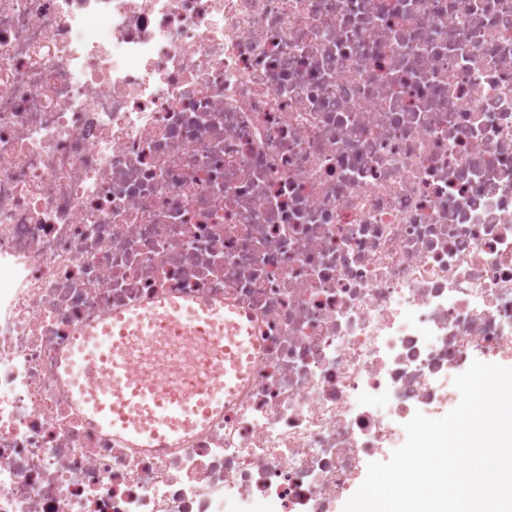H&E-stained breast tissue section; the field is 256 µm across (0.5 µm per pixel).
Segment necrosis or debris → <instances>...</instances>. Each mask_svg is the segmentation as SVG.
I'll use <instances>...</instances> for the list:
<instances>
[{
	"label": "necrosis or debris",
	"mask_w": 512,
	"mask_h": 512,
	"mask_svg": "<svg viewBox=\"0 0 512 512\" xmlns=\"http://www.w3.org/2000/svg\"><path fill=\"white\" fill-rule=\"evenodd\" d=\"M175 296L251 371L141 448L57 370ZM505 354L512 0H0V512H337Z\"/></svg>",
	"instance_id": "obj_1"
}]
</instances>
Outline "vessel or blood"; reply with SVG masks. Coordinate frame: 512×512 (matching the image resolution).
<instances>
[{
  "mask_svg": "<svg viewBox=\"0 0 512 512\" xmlns=\"http://www.w3.org/2000/svg\"><path fill=\"white\" fill-rule=\"evenodd\" d=\"M148 335L169 342L192 339L193 359L168 387L128 369L129 348ZM250 363V342L239 311L171 297L148 310L115 313L86 331L72 348L63 374L74 400L93 422L158 448L222 410ZM87 371L103 375L95 390H87L82 382Z\"/></svg>",
  "mask_w": 512,
  "mask_h": 512,
  "instance_id": "vessel-or-blood-1",
  "label": "vessel or blood"
}]
</instances>
